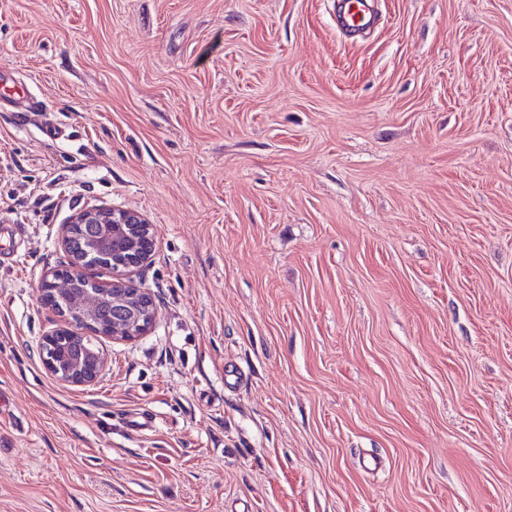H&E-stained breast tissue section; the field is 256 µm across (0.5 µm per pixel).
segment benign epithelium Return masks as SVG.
<instances>
[{"mask_svg":"<svg viewBox=\"0 0 512 512\" xmlns=\"http://www.w3.org/2000/svg\"><path fill=\"white\" fill-rule=\"evenodd\" d=\"M60 236L67 260L44 273L38 299L62 326L42 337L39 354L58 381L91 386L106 360L100 349L84 345L86 338L133 341L157 322L151 291L133 280L155 254L156 229L136 210L93 204L61 225ZM95 257L112 260V280L92 279L87 261Z\"/></svg>","mask_w":512,"mask_h":512,"instance_id":"obj_1","label":"benign epithelium"}]
</instances>
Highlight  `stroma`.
I'll use <instances>...</instances> for the list:
<instances>
[{"instance_id":"35a3bbf8","label":"stroma","mask_w":512,"mask_h":512,"mask_svg":"<svg viewBox=\"0 0 512 512\" xmlns=\"http://www.w3.org/2000/svg\"><path fill=\"white\" fill-rule=\"evenodd\" d=\"M375 7L0 0V512H512V0ZM88 204L159 317L82 387L37 289ZM369 0H336V26L345 36L355 38L374 29L378 16Z\"/></svg>"}]
</instances>
